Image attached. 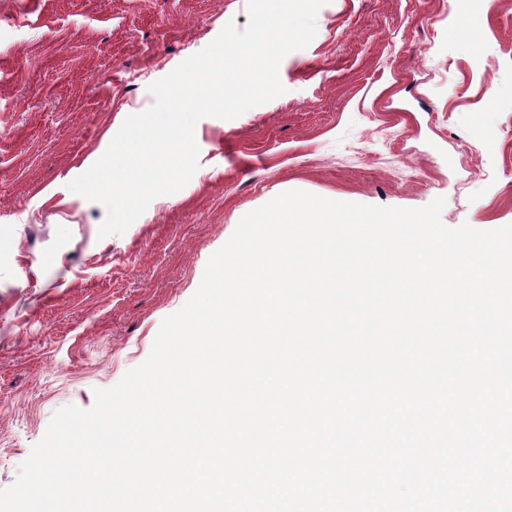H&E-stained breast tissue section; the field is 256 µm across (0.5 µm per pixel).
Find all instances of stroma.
I'll list each match as a JSON object with an SVG mask.
<instances>
[{
  "label": "stroma",
  "mask_w": 512,
  "mask_h": 512,
  "mask_svg": "<svg viewBox=\"0 0 512 512\" xmlns=\"http://www.w3.org/2000/svg\"><path fill=\"white\" fill-rule=\"evenodd\" d=\"M328 0L279 67L283 95L196 125L199 168L120 236L73 198L121 112L247 0H0V488L53 413L148 357L240 218L302 190L512 224V0Z\"/></svg>",
  "instance_id": "1"
}]
</instances>
